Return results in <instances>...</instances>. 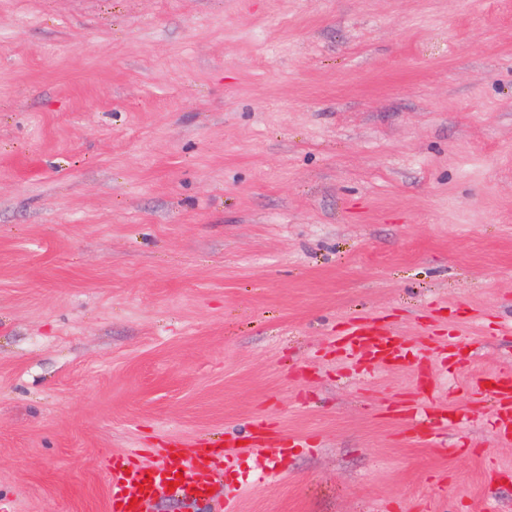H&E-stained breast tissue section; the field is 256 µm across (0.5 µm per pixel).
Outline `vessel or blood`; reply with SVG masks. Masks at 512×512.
Here are the masks:
<instances>
[{"label": "vessel or blood", "instance_id": "obj_1", "mask_svg": "<svg viewBox=\"0 0 512 512\" xmlns=\"http://www.w3.org/2000/svg\"><path fill=\"white\" fill-rule=\"evenodd\" d=\"M338 342L348 353L366 350L384 364L399 359L405 348L402 337L379 330L362 320L349 323L345 335L340 336ZM473 384L479 389L488 385L493 387L500 430L504 436L511 438L512 376L479 375L474 378ZM217 453L228 464L251 453L264 456L270 465L275 466L283 450L274 444L243 446L233 439L226 440L220 449L207 442H198L187 447L172 448L171 452L162 454L159 461L146 464L139 460L140 449H128L107 466V512H147L149 504L159 497L186 495L195 502L209 503L210 477L199 470L197 463Z\"/></svg>", "mask_w": 512, "mask_h": 512}]
</instances>
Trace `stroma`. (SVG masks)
I'll use <instances>...</instances> for the list:
<instances>
[{
	"instance_id": "1",
	"label": "stroma",
	"mask_w": 512,
	"mask_h": 512,
	"mask_svg": "<svg viewBox=\"0 0 512 512\" xmlns=\"http://www.w3.org/2000/svg\"><path fill=\"white\" fill-rule=\"evenodd\" d=\"M407 342L348 355L349 321ZM512 0H0V500L257 423L237 512H512ZM456 426L408 409L424 392ZM473 386L483 389L493 385L500 431L505 437H512V376L499 374L494 376L478 375L473 380Z\"/></svg>"
}]
</instances>
